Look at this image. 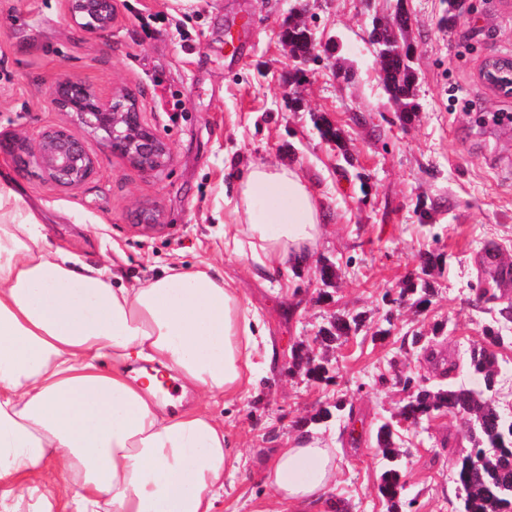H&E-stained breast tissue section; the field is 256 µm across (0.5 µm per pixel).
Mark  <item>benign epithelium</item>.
<instances>
[{"instance_id":"benign-epithelium-1","label":"benign epithelium","mask_w":512,"mask_h":512,"mask_svg":"<svg viewBox=\"0 0 512 512\" xmlns=\"http://www.w3.org/2000/svg\"><path fill=\"white\" fill-rule=\"evenodd\" d=\"M68 13L81 29L91 34L107 33L116 21V0H68ZM384 25L388 36L373 43L378 58L385 54L383 45H402L398 28L389 21ZM481 75L512 95V59H486ZM50 100L110 153L147 172L159 173L169 166L170 147L149 124L132 90L120 87L105 95L88 83L61 78L51 87ZM87 137L75 135L67 124H59L44 129L34 139L16 134L0 140V152L21 171L36 168L47 180L75 188L97 173V157Z\"/></svg>"}]
</instances>
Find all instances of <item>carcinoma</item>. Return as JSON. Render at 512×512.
<instances>
[{
    "mask_svg": "<svg viewBox=\"0 0 512 512\" xmlns=\"http://www.w3.org/2000/svg\"><path fill=\"white\" fill-rule=\"evenodd\" d=\"M286 37L293 49L303 54L309 50L307 30L298 26L288 29ZM388 77L385 86L390 100L406 117L417 112L412 84L415 79L409 53L394 48L381 61ZM360 315H336L329 326L322 330L321 342L331 343L346 338L363 326ZM489 345L474 350L470 356L469 370L482 378L485 390L494 389L499 374L498 359L491 347L504 337L488 329ZM292 366L305 370L308 377L317 381H331L333 370L315 361L308 348L300 346L292 351ZM398 382L412 389L401 406L399 420L416 424L437 411L461 417L468 427L472 448L454 464L456 483L462 491L458 512H512V419L496 408L491 399L483 397L462 384L430 389L414 381L410 376L398 378ZM346 405L338 400L319 410L301 423L320 422L341 415ZM376 444L387 461L381 473L378 492L388 503L390 512H400V492L404 487L403 472L398 460L395 434L391 424L384 423L376 430Z\"/></svg>",
    "mask_w": 512,
    "mask_h": 512,
    "instance_id": "carcinoma-1",
    "label": "carcinoma"
}]
</instances>
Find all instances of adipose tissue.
<instances>
[{
    "label": "adipose tissue",
    "mask_w": 512,
    "mask_h": 512,
    "mask_svg": "<svg viewBox=\"0 0 512 512\" xmlns=\"http://www.w3.org/2000/svg\"><path fill=\"white\" fill-rule=\"evenodd\" d=\"M224 251L272 270L310 258L324 207L303 174L252 164L236 178ZM261 322L204 262L126 287L60 250L0 177V504L34 512H212L234 463L224 425L158 399L157 373L213 397L255 381ZM336 470L310 431L272 458L278 512H306Z\"/></svg>",
    "instance_id": "obj_1"
}]
</instances>
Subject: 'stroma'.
Listing matches in <instances>:
<instances>
[{
  "label": "stroma",
  "mask_w": 512,
  "mask_h": 512,
  "mask_svg": "<svg viewBox=\"0 0 512 512\" xmlns=\"http://www.w3.org/2000/svg\"><path fill=\"white\" fill-rule=\"evenodd\" d=\"M297 0H117L111 34L81 30L66 0H0V134L33 137L66 123L49 91L61 77L102 91L127 86L140 96L150 125L170 145L161 173L140 170L97 140L91 181L64 188L38 172L14 173L23 200L48 216L43 228L78 260L108 266L124 282H144L177 263H213L260 316L271 348L259 358L257 383L231 404L204 402L178 390L185 407H208L224 422L236 461L224 477L214 512H254L273 504L267 467L295 435L297 421L336 400L352 418L320 424L336 448L328 500L347 512H388L377 489L384 466L375 432L407 393L396 376L441 385L414 345L435 338L437 351L465 364L484 330L504 336L496 347L500 373L491 397L512 405V319L501 310L512 288H499L479 266L484 247L512 261V112L483 88L486 57L512 52V0H472L469 12L448 16L447 0H309L303 19L314 53L296 61L282 36ZM404 9L414 47L415 100L405 118L390 102L368 34L374 21ZM245 41L242 58L227 40ZM337 128L341 143L320 137L315 120ZM251 163L289 164L306 175L327 206L326 231L312 260L265 273L224 252L232 207L224 191ZM155 211L158 224H140ZM441 260L422 270L420 255ZM337 276L322 285L318 271ZM426 277L427 301L401 298L408 278ZM392 322H385L386 311ZM362 314L347 340L316 343L336 315ZM304 345L336 370L316 382L293 369L291 350ZM403 501L412 512H458L454 463L470 448L459 418L438 413L402 429Z\"/></svg>",
  "instance_id": "stroma-1"
}]
</instances>
